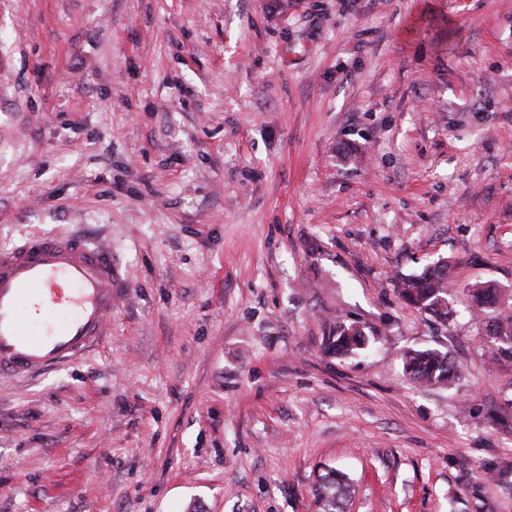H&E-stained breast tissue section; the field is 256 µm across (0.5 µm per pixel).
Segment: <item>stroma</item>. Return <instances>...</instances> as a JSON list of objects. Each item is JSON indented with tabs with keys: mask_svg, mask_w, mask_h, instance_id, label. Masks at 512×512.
<instances>
[{
	"mask_svg": "<svg viewBox=\"0 0 512 512\" xmlns=\"http://www.w3.org/2000/svg\"><path fill=\"white\" fill-rule=\"evenodd\" d=\"M71 230L112 323L0 377V512H314L331 468L345 512H512L467 294H512V0H0V246ZM437 263L446 323L395 290ZM353 334L345 332L343 327H340L336 332V336H332L333 339L330 342L328 349L334 351V353H348L350 351L360 349L366 342V337L363 332L358 329H352ZM406 374L424 386L449 383L457 375V367L446 352L437 349H409L403 355Z\"/></svg>",
	"mask_w": 512,
	"mask_h": 512,
	"instance_id": "35a3bbf8",
	"label": "stroma"
}]
</instances>
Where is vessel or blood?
Wrapping results in <instances>:
<instances>
[{
    "instance_id": "b4317fda",
    "label": "vessel or blood",
    "mask_w": 512,
    "mask_h": 512,
    "mask_svg": "<svg viewBox=\"0 0 512 512\" xmlns=\"http://www.w3.org/2000/svg\"><path fill=\"white\" fill-rule=\"evenodd\" d=\"M65 280L69 294L59 293ZM115 305L112 248L79 233L0 248V376L74 364L106 336Z\"/></svg>"
}]
</instances>
